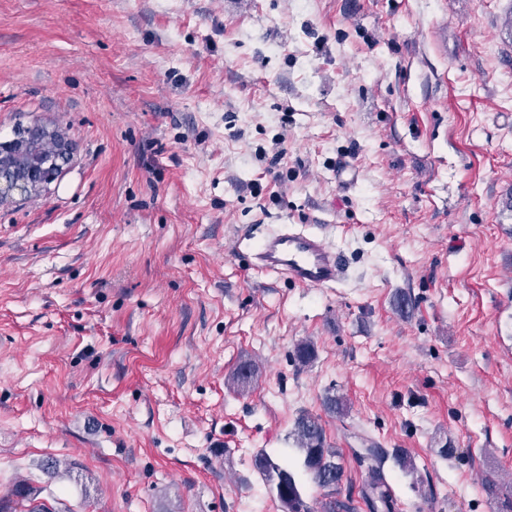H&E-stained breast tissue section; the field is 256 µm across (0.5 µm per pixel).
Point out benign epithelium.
<instances>
[{
	"mask_svg": "<svg viewBox=\"0 0 512 512\" xmlns=\"http://www.w3.org/2000/svg\"><path fill=\"white\" fill-rule=\"evenodd\" d=\"M75 149L58 128L33 123L23 135L0 143V205L13 196L30 197L55 180Z\"/></svg>",
	"mask_w": 512,
	"mask_h": 512,
	"instance_id": "7a95c632",
	"label": "benign epithelium"
}]
</instances>
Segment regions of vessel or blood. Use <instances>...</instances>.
Instances as JSON below:
<instances>
[{
	"label": "vessel or blood",
	"instance_id": "b4317fda",
	"mask_svg": "<svg viewBox=\"0 0 512 512\" xmlns=\"http://www.w3.org/2000/svg\"><path fill=\"white\" fill-rule=\"evenodd\" d=\"M254 269L273 273L302 288H332L347 268L327 235L306 224L267 232L252 250Z\"/></svg>",
	"mask_w": 512,
	"mask_h": 512
}]
</instances>
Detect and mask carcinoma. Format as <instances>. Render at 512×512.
I'll list each match as a JSON object with an SVG mask.
<instances>
[{
  "instance_id": "obj_1",
  "label": "carcinoma",
  "mask_w": 512,
  "mask_h": 512,
  "mask_svg": "<svg viewBox=\"0 0 512 512\" xmlns=\"http://www.w3.org/2000/svg\"><path fill=\"white\" fill-rule=\"evenodd\" d=\"M253 363L244 360L235 368L233 379L239 387H246L255 381ZM295 434L303 453V468L312 482L326 491L328 501L325 512H353L351 497L337 498L344 476L340 453L327 445L318 418L311 414L300 415L295 422ZM359 464L367 466L370 480L361 491L362 498L370 512H394L391 488L383 472L382 462L385 451L382 448H361L354 451ZM254 471L275 493L282 512H313L305 500L301 486L294 473L264 451L257 452L252 460ZM35 492L25 482L14 484L12 490L0 496V512H46L33 506L24 508V503L34 501Z\"/></svg>"
}]
</instances>
